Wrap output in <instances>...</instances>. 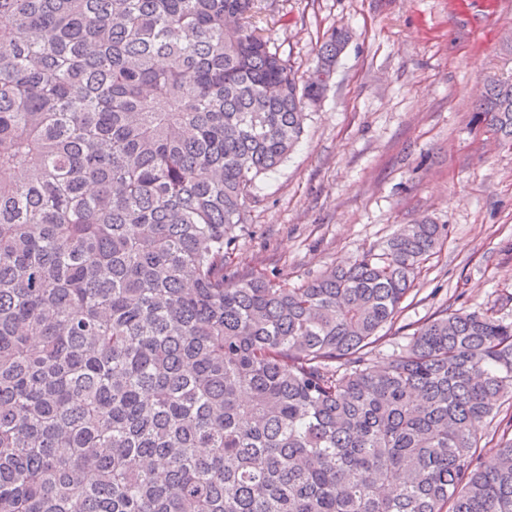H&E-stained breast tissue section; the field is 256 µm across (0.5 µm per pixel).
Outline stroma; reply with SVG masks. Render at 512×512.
<instances>
[{"label": "stroma", "instance_id": "obj_1", "mask_svg": "<svg viewBox=\"0 0 512 512\" xmlns=\"http://www.w3.org/2000/svg\"><path fill=\"white\" fill-rule=\"evenodd\" d=\"M260 26L298 71L324 33L352 39L288 159L256 181L225 272L297 286L430 219L448 236L401 321L439 306L512 321V151L474 113L512 79V0H265Z\"/></svg>", "mask_w": 512, "mask_h": 512}]
</instances>
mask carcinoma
<instances>
[{
    "instance_id": "carcinoma-1",
    "label": "carcinoma",
    "mask_w": 512,
    "mask_h": 512,
    "mask_svg": "<svg viewBox=\"0 0 512 512\" xmlns=\"http://www.w3.org/2000/svg\"><path fill=\"white\" fill-rule=\"evenodd\" d=\"M258 0H0V512H512V323L389 335L445 224L298 287L224 257L329 89ZM512 149V80L477 108ZM385 343L386 367L372 364ZM512 413V402H506L502 407L501 414L491 423V424H483L479 429V434L482 435L481 446L482 450V461L487 466L490 463V459L497 451L499 438L502 434V428H496L497 423L500 418L508 414V416Z\"/></svg>"
}]
</instances>
